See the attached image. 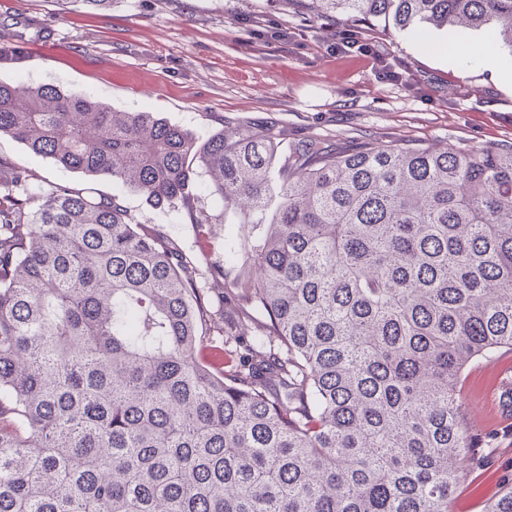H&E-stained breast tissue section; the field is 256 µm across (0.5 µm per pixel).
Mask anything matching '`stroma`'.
I'll use <instances>...</instances> for the list:
<instances>
[{"instance_id": "stroma-1", "label": "stroma", "mask_w": 512, "mask_h": 512, "mask_svg": "<svg viewBox=\"0 0 512 512\" xmlns=\"http://www.w3.org/2000/svg\"><path fill=\"white\" fill-rule=\"evenodd\" d=\"M311 2L112 0L92 13L78 0L65 9L56 0H0V82L87 92L112 111H149L203 139L230 124L273 127L286 145H512V87L498 73L511 49L469 31L452 62L444 33L422 40L378 24L361 34L369 52L345 50L338 43L352 22L317 18ZM0 157L48 182L120 196L136 222L199 253L183 207L158 213L141 195L88 181L7 136ZM511 394V350L461 376L464 420L484 461L459 485L455 512H483L512 477Z\"/></svg>"}]
</instances>
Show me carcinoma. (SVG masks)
<instances>
[{
    "label": "carcinoma",
    "instance_id": "1",
    "mask_svg": "<svg viewBox=\"0 0 512 512\" xmlns=\"http://www.w3.org/2000/svg\"><path fill=\"white\" fill-rule=\"evenodd\" d=\"M314 11L512 49V0ZM0 135L181 205L203 243L229 213L247 227L209 269L228 319L196 258L120 197L0 157V512H453L474 464L462 373L512 350V146L281 152L271 131L202 140L3 82ZM203 175L219 215L190 192ZM485 512H512V478Z\"/></svg>",
    "mask_w": 512,
    "mask_h": 512
}]
</instances>
